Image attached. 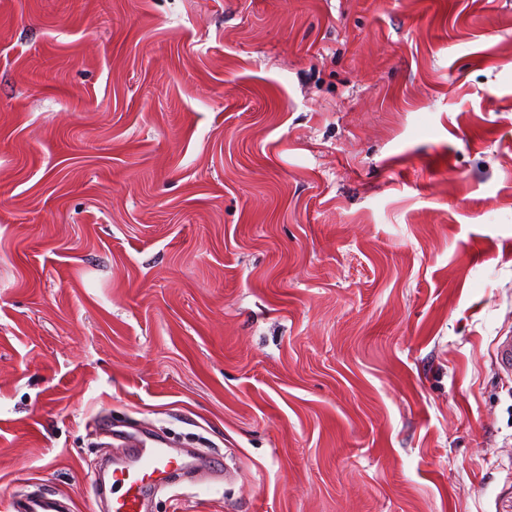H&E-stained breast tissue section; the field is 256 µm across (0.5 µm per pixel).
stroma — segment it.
Returning <instances> with one entry per match:
<instances>
[{
	"mask_svg": "<svg viewBox=\"0 0 512 512\" xmlns=\"http://www.w3.org/2000/svg\"><path fill=\"white\" fill-rule=\"evenodd\" d=\"M510 333L512 0H0V512H512ZM179 460L164 448L140 449L129 453L128 461L112 471V506L109 512H142V503L156 483L179 468ZM70 510L66 500L51 497L46 493L20 495L13 502V512H69Z\"/></svg>",
	"mask_w": 512,
	"mask_h": 512,
	"instance_id": "stroma-1",
	"label": "stroma"
}]
</instances>
